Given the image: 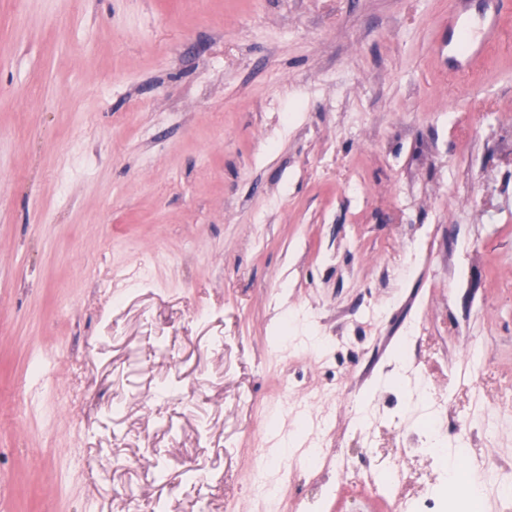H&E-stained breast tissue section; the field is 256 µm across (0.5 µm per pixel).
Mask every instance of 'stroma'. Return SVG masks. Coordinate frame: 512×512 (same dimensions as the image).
Listing matches in <instances>:
<instances>
[{
  "mask_svg": "<svg viewBox=\"0 0 512 512\" xmlns=\"http://www.w3.org/2000/svg\"><path fill=\"white\" fill-rule=\"evenodd\" d=\"M450 7L0 0V512H270L286 397L358 471L294 472L279 512H388L392 462L447 497L396 455L434 393L448 430L481 393L467 445L512 469V14L459 75Z\"/></svg>",
  "mask_w": 512,
  "mask_h": 512,
  "instance_id": "1",
  "label": "stroma"
}]
</instances>
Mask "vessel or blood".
<instances>
[{
    "label": "vessel or blood",
    "mask_w": 512,
    "mask_h": 512,
    "mask_svg": "<svg viewBox=\"0 0 512 512\" xmlns=\"http://www.w3.org/2000/svg\"><path fill=\"white\" fill-rule=\"evenodd\" d=\"M468 0H453L448 12V61L463 69L483 58L502 37L501 18L512 11V0H488L478 22H471Z\"/></svg>",
    "instance_id": "b4317fda"
}]
</instances>
